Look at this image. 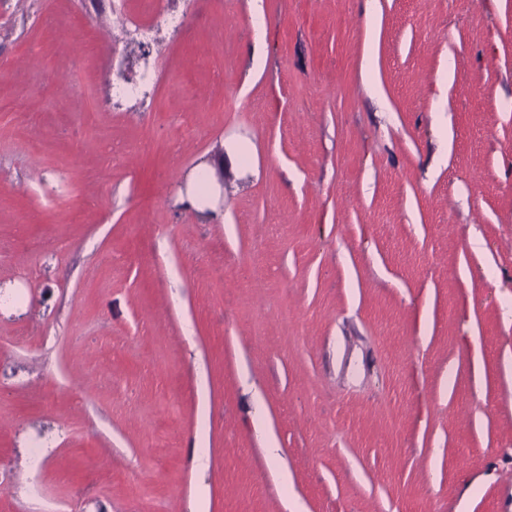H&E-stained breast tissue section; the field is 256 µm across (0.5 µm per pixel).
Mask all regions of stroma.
Listing matches in <instances>:
<instances>
[{"instance_id": "1", "label": "stroma", "mask_w": 512, "mask_h": 512, "mask_svg": "<svg viewBox=\"0 0 512 512\" xmlns=\"http://www.w3.org/2000/svg\"><path fill=\"white\" fill-rule=\"evenodd\" d=\"M250 4L7 0L0 512H512V0ZM126 0H113L109 12L112 13V21L120 24V35H112L113 49L119 44L126 46L129 41H137L140 48L144 49L155 44L156 35L160 30L167 29L175 31L182 28L189 20L186 11L174 12V9L164 5L165 0H151L146 11V21H132L127 17L124 9ZM140 31L141 40L137 39V32ZM156 73L145 61L139 76L133 81H126L117 71L112 76V100L117 103L139 104L143 102L155 84ZM216 193V185L209 176V166L201 167L195 174L192 183V192L190 196L191 206L198 205V210L203 211L207 208V201L211 200Z\"/></svg>"}]
</instances>
